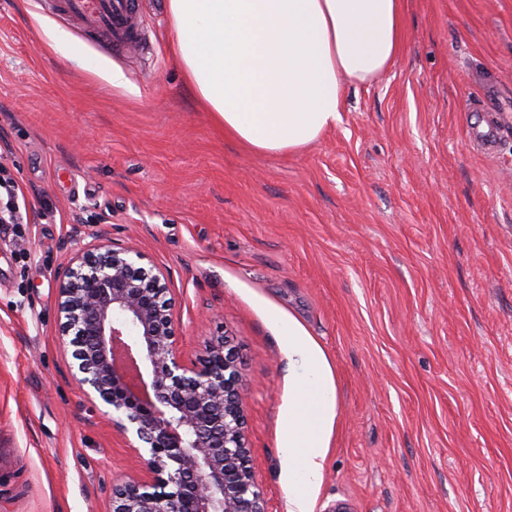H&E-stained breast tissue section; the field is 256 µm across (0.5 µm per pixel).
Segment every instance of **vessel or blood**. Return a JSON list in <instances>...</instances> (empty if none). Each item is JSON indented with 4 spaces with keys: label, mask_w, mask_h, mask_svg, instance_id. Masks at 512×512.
Returning a JSON list of instances; mask_svg holds the SVG:
<instances>
[{
    "label": "vessel or blood",
    "mask_w": 512,
    "mask_h": 512,
    "mask_svg": "<svg viewBox=\"0 0 512 512\" xmlns=\"http://www.w3.org/2000/svg\"><path fill=\"white\" fill-rule=\"evenodd\" d=\"M61 7L66 16L76 19L86 30L103 36L109 44L137 42L135 0H63Z\"/></svg>",
    "instance_id": "b4317fda"
}]
</instances>
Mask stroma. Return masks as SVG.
Wrapping results in <instances>:
<instances>
[{
	"label": "stroma",
	"instance_id": "35a3bbf8",
	"mask_svg": "<svg viewBox=\"0 0 512 512\" xmlns=\"http://www.w3.org/2000/svg\"><path fill=\"white\" fill-rule=\"evenodd\" d=\"M138 2L127 51L54 0H0V162L28 216L0 224V512H112L113 484L147 475L61 334L58 279L94 215L168 276L184 360L214 335L235 350L267 512L288 496V316L339 397L314 512H512V0H406L389 70L279 155L225 137L167 0Z\"/></svg>",
	"mask_w": 512,
	"mask_h": 512
}]
</instances>
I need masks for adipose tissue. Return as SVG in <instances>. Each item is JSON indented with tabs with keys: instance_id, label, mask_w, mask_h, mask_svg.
Wrapping results in <instances>:
<instances>
[{
	"instance_id": "adipose-tissue-1",
	"label": "adipose tissue",
	"mask_w": 512,
	"mask_h": 512,
	"mask_svg": "<svg viewBox=\"0 0 512 512\" xmlns=\"http://www.w3.org/2000/svg\"><path fill=\"white\" fill-rule=\"evenodd\" d=\"M405 0H168L173 53L226 136L262 155L293 152L342 120L344 91L371 82L404 45ZM292 396L280 451L288 512H313L339 400L321 346L281 326Z\"/></svg>"
}]
</instances>
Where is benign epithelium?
I'll use <instances>...</instances> for the list:
<instances>
[{
	"mask_svg": "<svg viewBox=\"0 0 512 512\" xmlns=\"http://www.w3.org/2000/svg\"><path fill=\"white\" fill-rule=\"evenodd\" d=\"M105 231L71 253L57 288L73 378L112 431L139 442L148 478L112 486L113 512H267L249 466L241 368L221 337L187 363L163 271Z\"/></svg>",
	"mask_w": 512,
	"mask_h": 512,
	"instance_id": "obj_1",
	"label": "benign epithelium"
}]
</instances>
